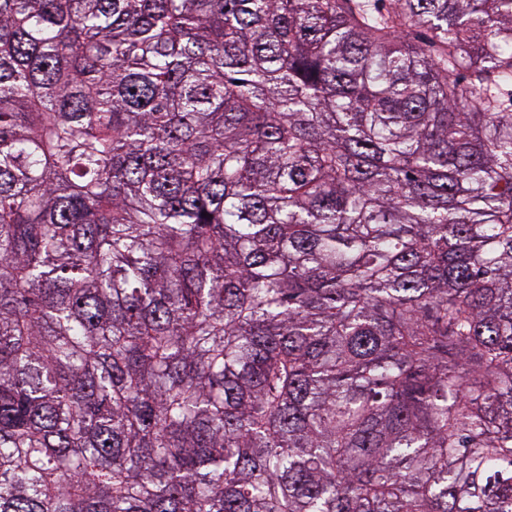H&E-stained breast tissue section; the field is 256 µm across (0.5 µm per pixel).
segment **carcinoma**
<instances>
[{
  "instance_id": "obj_1",
  "label": "carcinoma",
  "mask_w": 512,
  "mask_h": 512,
  "mask_svg": "<svg viewBox=\"0 0 512 512\" xmlns=\"http://www.w3.org/2000/svg\"><path fill=\"white\" fill-rule=\"evenodd\" d=\"M0 512H512V0H0Z\"/></svg>"
}]
</instances>
